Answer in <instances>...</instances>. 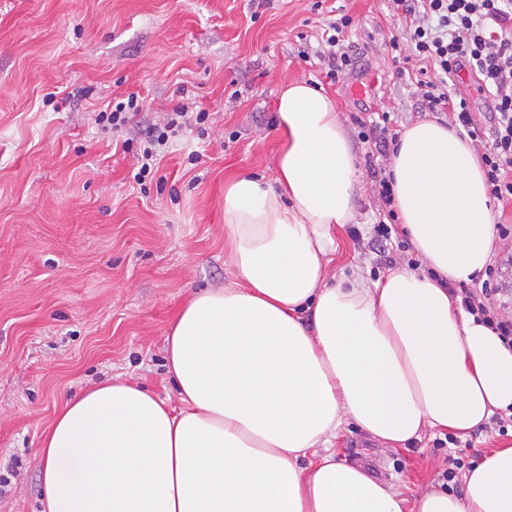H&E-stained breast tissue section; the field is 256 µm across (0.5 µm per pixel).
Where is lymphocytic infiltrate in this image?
Masks as SVG:
<instances>
[{
    "instance_id": "obj_1",
    "label": "lymphocytic infiltrate",
    "mask_w": 512,
    "mask_h": 512,
    "mask_svg": "<svg viewBox=\"0 0 512 512\" xmlns=\"http://www.w3.org/2000/svg\"><path fill=\"white\" fill-rule=\"evenodd\" d=\"M409 20L413 53L433 63L441 74L455 75L474 70L477 89L490 100L489 125L479 126L466 99L455 100L438 91L435 83L416 80L411 94L429 111L449 109L452 123L484 145L481 156L487 182L494 198L512 200V0H393ZM349 17L330 23L322 33L327 45V79L339 81L356 59L345 44ZM358 139L367 144L366 165L371 172L382 203L385 221L379 222L371 241L375 253L388 252L397 219L393 208L392 182L376 158L385 156L399 135L393 129L390 113L360 122ZM500 269L489 265L481 287L459 286L452 290L461 307L512 344V315L501 299Z\"/></svg>"
}]
</instances>
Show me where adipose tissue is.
Returning <instances> with one entry per match:
<instances>
[{
  "label": "adipose tissue",
  "mask_w": 512,
  "mask_h": 512,
  "mask_svg": "<svg viewBox=\"0 0 512 512\" xmlns=\"http://www.w3.org/2000/svg\"><path fill=\"white\" fill-rule=\"evenodd\" d=\"M273 179L224 190L236 279L192 296L165 338L181 406L108 381L68 400L41 447V512H512V446L406 509L331 449L343 422L392 444L459 437L512 409V347L452 298L495 247L493 198L471 141L406 127L387 171L424 270L331 283L332 229L353 223L356 157L322 86H284Z\"/></svg>",
  "instance_id": "1"
}]
</instances>
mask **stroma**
Segmentation results:
<instances>
[{
	"label": "stroma",
	"mask_w": 512,
	"mask_h": 512,
	"mask_svg": "<svg viewBox=\"0 0 512 512\" xmlns=\"http://www.w3.org/2000/svg\"><path fill=\"white\" fill-rule=\"evenodd\" d=\"M314 2L0 0V512H41L40 442L69 396L121 379L179 407L165 336L191 296L234 281L224 188L272 177L285 84L319 82L363 158L357 119L390 112L402 129L421 118L396 77L397 34L410 72L446 82L482 121L489 100L474 77L446 81L413 57L392 0ZM343 13L360 58L333 83L321 31ZM354 82L365 95H351ZM132 94L145 105L125 126L99 121ZM177 111L205 119L137 177L136 152ZM360 181L357 218L334 229L329 267L371 283L389 268L369 248L379 200L369 173ZM443 436L389 444L346 424L333 449L411 504L440 482Z\"/></svg>",
	"instance_id": "1"
}]
</instances>
